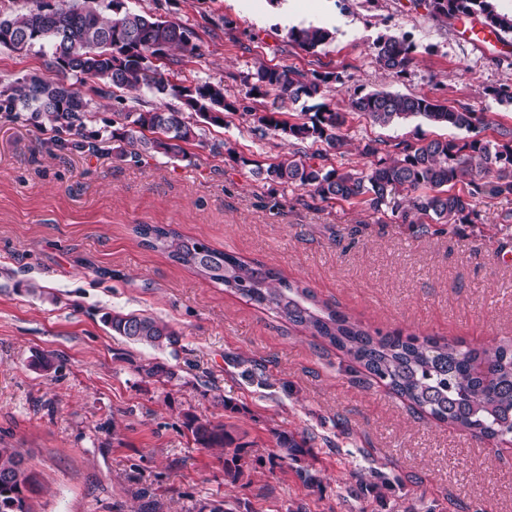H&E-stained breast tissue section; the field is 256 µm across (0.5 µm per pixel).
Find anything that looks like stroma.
<instances>
[{
    "label": "stroma",
    "mask_w": 512,
    "mask_h": 512,
    "mask_svg": "<svg viewBox=\"0 0 512 512\" xmlns=\"http://www.w3.org/2000/svg\"><path fill=\"white\" fill-rule=\"evenodd\" d=\"M124 9L186 26L194 55L180 85L220 82L236 112L205 125L186 157L131 159L112 140L115 102L86 91L100 132L91 151L68 134L0 110V439L36 474L33 512H512V448L412 409L342 351L319 347L247 299L166 253L142 246L138 224H159L281 272L370 330L394 329L477 346L512 339V198L480 199L472 224L418 236L400 219L256 178L287 153L259 137L248 93L258 66L335 71L324 101L347 115L350 141L329 163L363 169L368 141L465 138L413 118L378 126L352 113L354 92L426 95L485 117L481 138L512 133V108L487 94L512 87V53L465 41L455 20L413 0H121ZM332 37L313 51L294 27ZM405 34L416 51L405 77L375 60L378 37ZM39 48H0V103L31 79H57ZM228 142L243 163L212 152ZM169 323L176 348L113 335L107 315ZM50 367H41L42 359ZM170 376H151L154 364ZM222 423L242 448L243 473L197 444L192 417ZM304 444L274 459V432ZM308 477H300L299 469Z\"/></svg>",
    "instance_id": "obj_1"
}]
</instances>
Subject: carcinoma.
<instances>
[{
  "label": "carcinoma",
  "instance_id": "cac0c4a2",
  "mask_svg": "<svg viewBox=\"0 0 512 512\" xmlns=\"http://www.w3.org/2000/svg\"><path fill=\"white\" fill-rule=\"evenodd\" d=\"M422 2L436 17L467 16L498 34H512V12L500 11L497 0ZM5 31L12 32V40L0 41V47L19 53L35 46L45 48L60 75L57 81L31 80L18 97L6 101V107L12 110L19 101L23 108H33L32 118H42L56 129L80 137L91 117V102L81 88L93 82L97 93L117 101L113 120L117 128L112 130V138L136 147L131 152L133 158L154 154L183 157L187 146L202 137L193 116L220 126L224 113L235 110V103L224 94V85L208 80L190 86L173 84L165 70L150 60L156 55L178 64L181 58L176 52L193 53L189 29L153 14L123 11L118 0H112L109 16L103 14L97 0H55L52 11L45 10L43 0H32L28 9L0 16V34ZM289 38L304 50L314 51L329 40L330 32L316 26L293 28ZM374 48L383 69L396 76L407 74L414 45L406 35L382 36ZM250 79V92L296 103L322 97L324 87L339 81V75L315 72L309 76L289 66L263 65ZM133 89L144 90L155 101L137 99L133 105L126 104L119 92ZM168 96L179 99L182 107L156 103ZM350 107L381 126L421 117L472 136L398 143L394 145L397 157L389 161L381 158L362 170L329 168L328 152L340 154L346 144L341 134L345 116L322 103L309 120L291 123L274 106L250 113L253 130L262 138L269 134L285 138L295 150L278 162L256 166L255 176L307 188L323 201H352L372 211L379 221L388 214L397 216L421 234L437 224L474 223L476 199L512 196V140L490 141L474 134L481 123L474 110L453 108L426 95L384 91L356 92ZM146 130H158L163 137H148ZM306 142H320L328 151L308 154L296 148ZM464 180L467 192L452 191ZM134 232L148 248L168 253L209 281L343 351L370 376L434 419L489 442L512 439V342L470 346L435 336H405L400 330L372 333L270 268L252 265L162 225L138 224ZM108 325L131 342L154 348L175 347L180 341L168 323L150 316L116 313L109 317ZM188 428L202 447L232 450L224 466L227 476L237 480L241 447L233 446L232 431L199 417L191 418ZM274 439L281 459L295 461L303 453V446L286 431L274 432ZM36 488V475L19 450L0 442V512H32L30 499Z\"/></svg>",
  "mask_w": 512,
  "mask_h": 512
}]
</instances>
